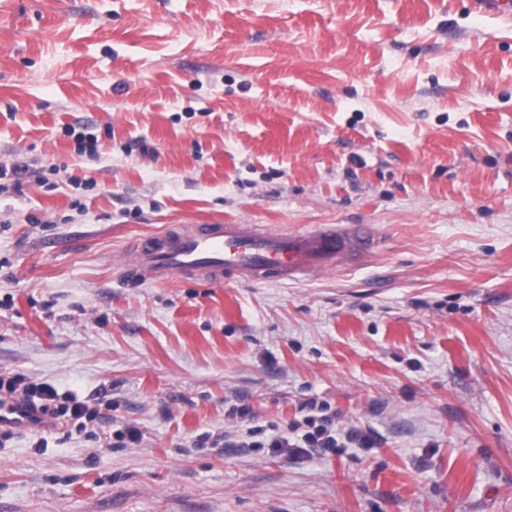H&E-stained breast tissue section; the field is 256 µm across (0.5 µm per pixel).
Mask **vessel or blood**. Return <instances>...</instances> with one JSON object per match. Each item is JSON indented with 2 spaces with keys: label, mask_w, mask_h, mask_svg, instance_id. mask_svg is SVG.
Here are the masks:
<instances>
[{
  "label": "vessel or blood",
  "mask_w": 512,
  "mask_h": 512,
  "mask_svg": "<svg viewBox=\"0 0 512 512\" xmlns=\"http://www.w3.org/2000/svg\"><path fill=\"white\" fill-rule=\"evenodd\" d=\"M377 234L369 224H322L306 233L283 234L257 224H178L164 234L136 242L121 269L140 283L171 275L246 280L295 279L349 264L370 252ZM36 426L34 414L20 402L0 406V427Z\"/></svg>",
  "instance_id": "b4317fda"
}]
</instances>
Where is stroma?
<instances>
[{
	"label": "stroma",
	"instance_id": "stroma-1",
	"mask_svg": "<svg viewBox=\"0 0 512 512\" xmlns=\"http://www.w3.org/2000/svg\"><path fill=\"white\" fill-rule=\"evenodd\" d=\"M17 166L0 370L89 415L0 436V512H512V12L0 0ZM173 224H371L380 245L294 280H122ZM312 398L372 447L199 440L241 403L290 431Z\"/></svg>",
	"mask_w": 512,
	"mask_h": 512
}]
</instances>
